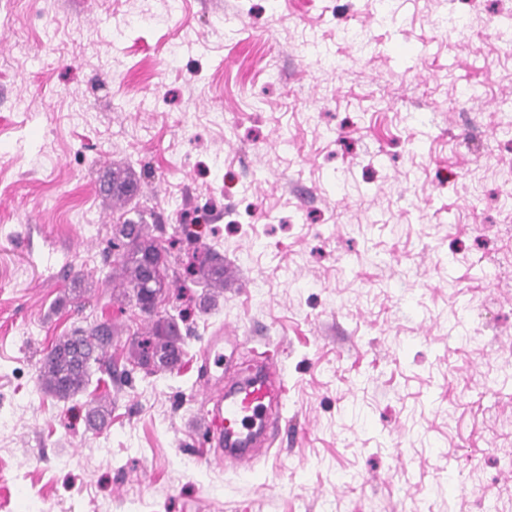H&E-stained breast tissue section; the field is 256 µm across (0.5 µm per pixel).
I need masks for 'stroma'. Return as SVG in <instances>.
I'll return each instance as SVG.
<instances>
[{
    "label": "stroma",
    "mask_w": 512,
    "mask_h": 512,
    "mask_svg": "<svg viewBox=\"0 0 512 512\" xmlns=\"http://www.w3.org/2000/svg\"><path fill=\"white\" fill-rule=\"evenodd\" d=\"M390 10L0 0V512L512 503V213L479 158L512 101V38L501 0ZM116 168L154 236L206 215L172 251L215 248L224 290L189 318L182 368L95 370L60 402L37 388L55 343L105 320L124 360L151 322L108 284ZM266 350L279 434L204 463L206 396Z\"/></svg>",
    "instance_id": "stroma-1"
}]
</instances>
